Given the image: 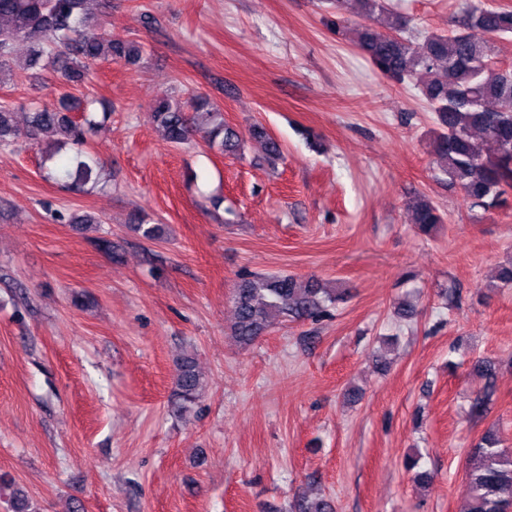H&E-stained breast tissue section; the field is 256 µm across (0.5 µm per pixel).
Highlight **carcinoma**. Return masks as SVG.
Masks as SVG:
<instances>
[{
	"label": "carcinoma",
	"instance_id": "carcinoma-1",
	"mask_svg": "<svg viewBox=\"0 0 512 512\" xmlns=\"http://www.w3.org/2000/svg\"><path fill=\"white\" fill-rule=\"evenodd\" d=\"M360 6V23L343 16L347 5ZM108 0H0V83L13 80V49L29 42L30 66L59 73L67 82L84 84L93 62L137 65L143 46L135 41L106 37L98 18ZM336 18L330 27L351 36L354 46L365 53L385 76L403 82L411 79L434 112L438 131L431 155L448 182L463 192L471 207L485 210L508 206L512 194V69L493 61L491 37L512 34V9H489L470 4L462 10V31L454 35L429 33L419 42L404 36L407 20L387 11L386 0H332ZM58 108L33 106L26 122L31 139L52 132L57 148L76 149L75 160L57 161V177L75 186H97L98 162L81 159L87 135L102 127L84 100L62 96ZM15 112L0 106V147L14 144ZM151 117L164 139L173 145L200 137L219 153L242 150L239 132L224 120V113L212 107L204 96L184 102L166 99L152 109ZM252 135L262 141L271 162L282 156L280 142L264 127L255 125ZM413 220L425 234L444 222L435 203L427 196L412 205ZM130 229L145 240H156L162 229L138 214ZM342 300L334 288H325L317 279L301 281L288 274L246 273L232 291L234 320L232 336L250 346L264 335L279 316L295 320H319L329 307ZM175 390L169 399L171 411L181 414L202 394L203 381L189 356L176 360ZM487 383L472 400V411H486L493 388L494 364L484 359L474 365ZM466 481L469 497L466 512H512V450L501 447L498 434L490 429L468 450ZM421 454L409 456L404 468L414 479L429 483L432 476L418 471ZM293 512H333L326 499L299 497Z\"/></svg>",
	"mask_w": 512,
	"mask_h": 512
}]
</instances>
